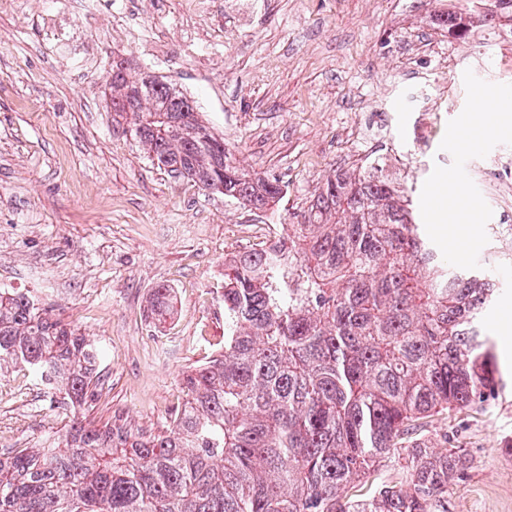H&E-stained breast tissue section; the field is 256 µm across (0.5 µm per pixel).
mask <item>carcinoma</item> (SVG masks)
Returning a JSON list of instances; mask_svg holds the SVG:
<instances>
[{
  "label": "carcinoma",
  "instance_id": "obj_1",
  "mask_svg": "<svg viewBox=\"0 0 512 512\" xmlns=\"http://www.w3.org/2000/svg\"><path fill=\"white\" fill-rule=\"evenodd\" d=\"M434 24L511 39L512 0H471ZM138 97L115 116L158 165L255 210L281 201L283 186L246 170L177 87L152 76ZM172 293H150L155 320ZM223 298L224 351L183 376L188 399L166 430L75 416L47 445L0 458V512H433L467 457L404 442L500 389L491 271L445 258L374 165L336 171L287 236L224 260ZM102 361L34 296L0 289V364L81 408L101 396ZM401 448L406 486L347 498Z\"/></svg>",
  "mask_w": 512,
  "mask_h": 512
}]
</instances>
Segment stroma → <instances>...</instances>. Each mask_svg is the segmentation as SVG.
Masks as SVG:
<instances>
[{"label": "stroma", "mask_w": 512, "mask_h": 512, "mask_svg": "<svg viewBox=\"0 0 512 512\" xmlns=\"http://www.w3.org/2000/svg\"><path fill=\"white\" fill-rule=\"evenodd\" d=\"M64 0H0V287L30 291L105 351L102 397L86 412L155 433L186 400L182 377L224 348V259L303 214L327 176L373 155L446 253L459 228L433 216L435 188L472 209L460 262L512 244V121L455 142L483 101L512 109V42L434 27L442 0H82L72 26L96 64L61 60L42 39ZM195 98L200 118L242 165L279 179L282 202L252 211L171 176L112 120L115 57ZM491 334L503 373L512 343V268L496 271ZM175 291L162 324L152 290ZM23 366H0V456L39 448L68 422ZM431 447L461 449L464 472L435 512H512V395L435 417Z\"/></svg>", "instance_id": "obj_1"}]
</instances>
